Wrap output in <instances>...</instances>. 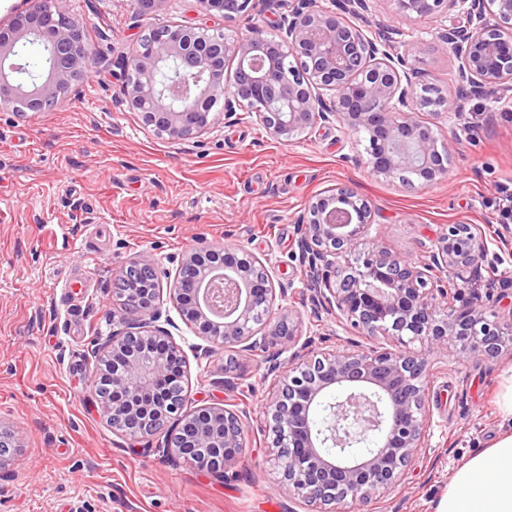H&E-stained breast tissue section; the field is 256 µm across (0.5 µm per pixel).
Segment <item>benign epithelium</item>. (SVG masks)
Masks as SVG:
<instances>
[{
    "label": "benign epithelium",
    "mask_w": 512,
    "mask_h": 512,
    "mask_svg": "<svg viewBox=\"0 0 512 512\" xmlns=\"http://www.w3.org/2000/svg\"><path fill=\"white\" fill-rule=\"evenodd\" d=\"M367 2L340 0L333 11L318 0H288L277 38L258 27L218 38L206 21L157 27L155 36H141L118 62L126 102L145 126L172 139L214 126L217 114L204 108L220 99L226 114L242 112L285 145L334 119L371 132L368 163L375 173L391 176L411 166L422 184L442 182L456 133L448 132L440 142L417 119L427 104L407 59L421 53L424 44L415 41L400 54L392 37L366 36L345 14H359ZM391 2L405 15L449 21L437 26V39L454 53L459 83L440 94L442 110L461 118L470 97L512 92V33L499 37L512 30V0ZM47 14L45 22L35 9L0 27L1 102L51 110L85 75L87 46L79 19L67 0H52ZM34 41L46 50L47 72L28 76L17 46ZM298 56L311 61L307 78L283 80L282 66ZM189 58L194 65L186 68ZM230 62L235 71L229 80L224 69ZM374 217L371 203L343 184L315 196L305 208L299 255L308 262L318 302L336 322L371 336L401 340L406 335L436 353L454 343L461 358L468 354L469 336L476 334L480 344L497 352L512 334L511 323L490 318L491 305L478 295L458 312L448 305V289L428 287L435 268L468 281L486 252L480 230L450 224L429 259L416 261L362 248V234ZM349 256L357 263L351 280L340 272L341 260ZM113 275L135 292L132 306L141 316L112 331V357L121 361L112 374L110 397L102 403L112 431L158 437L163 455L194 457L215 474L234 466L245 446L239 415L224 407L187 411L184 402L174 400L185 356L157 304V261L142 254ZM278 295L285 291H276L269 268L237 244L185 250L169 289L182 320L209 342L252 352L275 339L290 352L263 406L289 497L314 505L317 512H337L347 500L364 503L397 486L425 448L419 380L427 362L404 350L311 351L298 345L301 322L293 312L283 307L273 312Z\"/></svg>",
    "instance_id": "1"
}]
</instances>
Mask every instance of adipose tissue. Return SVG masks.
I'll return each instance as SVG.
<instances>
[{"instance_id": "ef3b65f1", "label": "adipose tissue", "mask_w": 512, "mask_h": 512, "mask_svg": "<svg viewBox=\"0 0 512 512\" xmlns=\"http://www.w3.org/2000/svg\"><path fill=\"white\" fill-rule=\"evenodd\" d=\"M435 512H512V431L457 469Z\"/></svg>"}]
</instances>
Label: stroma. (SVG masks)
Here are the masks:
<instances>
[{
	"instance_id": "obj_1",
	"label": "stroma",
	"mask_w": 512,
	"mask_h": 512,
	"mask_svg": "<svg viewBox=\"0 0 512 512\" xmlns=\"http://www.w3.org/2000/svg\"><path fill=\"white\" fill-rule=\"evenodd\" d=\"M94 61L75 90L45 112H17L0 102V431L12 447L0 458V512H311L283 491L263 403L286 362L276 344L248 354L205 345L180 318L168 294L163 314L184 351L186 407L223 406L244 423L239 462L217 476L157 452L153 439L114 433L88 383L90 363L119 327L123 307L113 270L150 254L170 285L182 253L193 245L241 244L286 289L282 306L302 320L311 349L351 346L384 350L397 343L339 327L312 310L307 271L293 251L305 204L337 184L351 185L376 208L365 241L390 254L423 259L451 224H474L486 255L468 285L512 317V223H503L500 185L512 189V98H480L478 123L419 119L437 137L455 130L447 180L401 186L373 172L363 135L339 122L317 124L289 145L273 141L253 120L219 116L206 133L175 140L141 125L122 93L116 63L141 33L201 18L197 0H159L138 11L134 0H69ZM282 0H256L248 15L221 22L224 35L253 25L277 37ZM365 33L396 30L422 39L411 66L425 82L454 89L458 62L432 33L431 21L400 14L392 0H370ZM71 275L85 286L64 298ZM422 382L427 446L394 490L374 495L360 512H434L456 469L482 451L508 423L499 410L512 375V344L496 355L456 348L429 352Z\"/></svg>"
}]
</instances>
